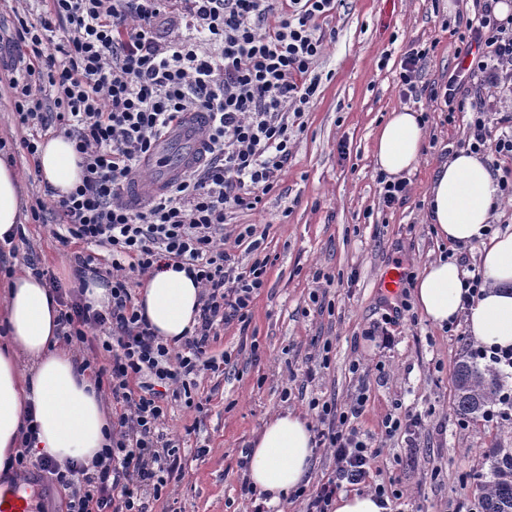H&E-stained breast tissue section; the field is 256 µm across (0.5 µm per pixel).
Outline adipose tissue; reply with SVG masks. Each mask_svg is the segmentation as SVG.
<instances>
[{
	"label": "adipose tissue",
	"instance_id": "adipose-tissue-1",
	"mask_svg": "<svg viewBox=\"0 0 512 512\" xmlns=\"http://www.w3.org/2000/svg\"><path fill=\"white\" fill-rule=\"evenodd\" d=\"M425 128L417 112H389L373 144L378 171L397 176L412 170L421 155ZM35 164L56 195L68 194L82 178L80 158L65 136L38 144ZM496 185L488 164L457 148L438 165L427 197V218L438 237L451 244L480 243L484 285L463 307L466 273L454 259L427 265L413 284L422 316L442 327L464 320L473 341L512 348V230L489 231ZM24 185L14 164L0 159V243L10 244L23 216ZM201 286L185 272L165 267L144 276L134 304L155 333L180 342L196 323ZM61 308L46 282L20 271L0 282V475L21 481L14 465L23 448L22 429L33 417V448L60 466L91 465L108 442L112 412L94 380L80 372L74 353L58 337ZM315 455L309 421L297 411L273 415L251 442L248 479L267 493V506H280L304 486Z\"/></svg>",
	"mask_w": 512,
	"mask_h": 512
}]
</instances>
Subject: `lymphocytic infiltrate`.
Instances as JSON below:
<instances>
[{
    "instance_id": "obj_1",
    "label": "lymphocytic infiltrate",
    "mask_w": 512,
    "mask_h": 512,
    "mask_svg": "<svg viewBox=\"0 0 512 512\" xmlns=\"http://www.w3.org/2000/svg\"><path fill=\"white\" fill-rule=\"evenodd\" d=\"M38 22L15 12L21 48L10 82L21 125L37 136L55 131L73 142L83 178L54 200L53 236L71 249L77 280H110L111 302L96 310L80 295L63 301L60 336L68 345H97L106 362L86 357L99 389L122 411L111 445L92 468H60L52 459L19 455L67 490V512H148L179 481L182 467L162 431L167 398L193 406L202 371H218L209 347L218 326L247 331L256 294L272 261L256 225L237 235L252 261L240 266L225 247V226L240 210L260 209L288 166L304 114L322 82L318 65L326 34L319 21L338 0H47ZM458 31L456 67L447 82H426L430 45H409L398 73L403 102L428 100L449 115L469 114L464 146L512 159V14L498 0H471ZM208 117V147L195 170L131 206L125 192L142 162L185 113ZM171 265L202 288L198 325L180 346L165 343L135 309L132 275ZM365 395L346 408L323 403L315 445L335 467L305 496L304 512H333L343 484L370 476L383 450L354 421Z\"/></svg>"
}]
</instances>
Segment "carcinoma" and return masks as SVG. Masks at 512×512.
Here are the masks:
<instances>
[{"label":"carcinoma","instance_id":"obj_1","mask_svg":"<svg viewBox=\"0 0 512 512\" xmlns=\"http://www.w3.org/2000/svg\"><path fill=\"white\" fill-rule=\"evenodd\" d=\"M454 405L463 417L485 412L500 391L497 375L490 367H480L474 355L464 357L454 374ZM491 478L477 475L482 512H512V449L495 448L488 454Z\"/></svg>","mask_w":512,"mask_h":512}]
</instances>
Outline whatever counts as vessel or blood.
<instances>
[{
	"label": "vessel or blood",
	"instance_id": "b4317fda",
	"mask_svg": "<svg viewBox=\"0 0 512 512\" xmlns=\"http://www.w3.org/2000/svg\"><path fill=\"white\" fill-rule=\"evenodd\" d=\"M207 116L193 112L174 133L162 140L147 163L149 182L133 183L126 194L131 205L145 203L148 192H160L167 184L194 168L205 150ZM0 512H32L29 500L16 487H0Z\"/></svg>",
	"mask_w": 512,
	"mask_h": 512
}]
</instances>
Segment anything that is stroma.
<instances>
[{
  "label": "stroma",
  "instance_id": "35a3bbf8",
  "mask_svg": "<svg viewBox=\"0 0 512 512\" xmlns=\"http://www.w3.org/2000/svg\"><path fill=\"white\" fill-rule=\"evenodd\" d=\"M462 8L461 0H440L436 9L431 0H341L323 21V30L337 37L321 60L329 78L305 114L307 130L263 208L233 219L238 227L266 231L263 246L274 260L266 286L253 303L248 335L232 326L215 339L213 355L231 360L199 376L201 408L170 404L164 430L179 440L185 477L149 501V512H251L240 491L238 461L264 422L288 408L311 414L314 399L344 407L362 392L367 402L357 425L373 437L382 438L386 414L422 416L413 434L383 439L384 454L367 481L372 487L396 479L402 497L391 512H456L461 503L482 512L473 476L488 473L491 449L512 448V420L460 422L453 379L471 351L465 325L442 330L411 313H395L396 296L378 287L395 263L417 274L448 253L425 218V198L444 151L464 139L468 117L450 124L427 102L413 104V111L428 113L426 132L437 143L423 147L403 204L383 206L372 160L378 128L388 112L403 106L396 81L403 53L412 43H434L423 77L447 80L456 63V38L447 23ZM13 38L12 5L0 0V142L23 178L28 203L48 206L52 198L22 146L33 131L15 114ZM43 217L19 225L10 256L0 259V279L12 263H35L71 284L70 262L52 236L55 217L48 210ZM320 272L337 277L338 285L320 291ZM323 303L328 311H320ZM386 313L397 319L389 327L394 343L383 348L366 331ZM355 360L363 367L357 374L350 370ZM310 369L316 373L311 381Z\"/></svg>",
  "mask_w": 512,
  "mask_h": 512
}]
</instances>
